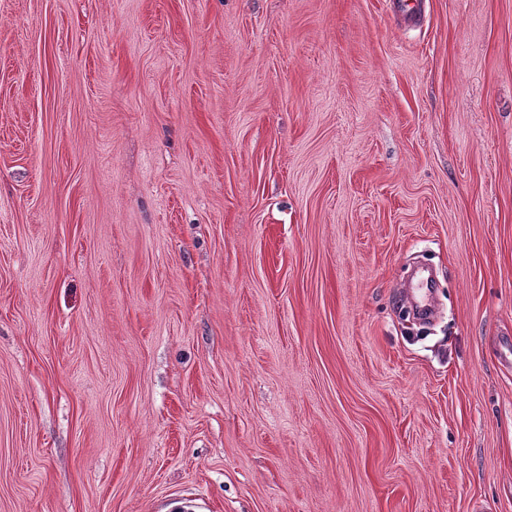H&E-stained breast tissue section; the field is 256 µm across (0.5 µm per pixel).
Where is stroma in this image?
Here are the masks:
<instances>
[{
  "mask_svg": "<svg viewBox=\"0 0 512 512\" xmlns=\"http://www.w3.org/2000/svg\"><path fill=\"white\" fill-rule=\"evenodd\" d=\"M388 2L0 0V512H512V0Z\"/></svg>",
  "mask_w": 512,
  "mask_h": 512,
  "instance_id": "stroma-1",
  "label": "stroma"
}]
</instances>
